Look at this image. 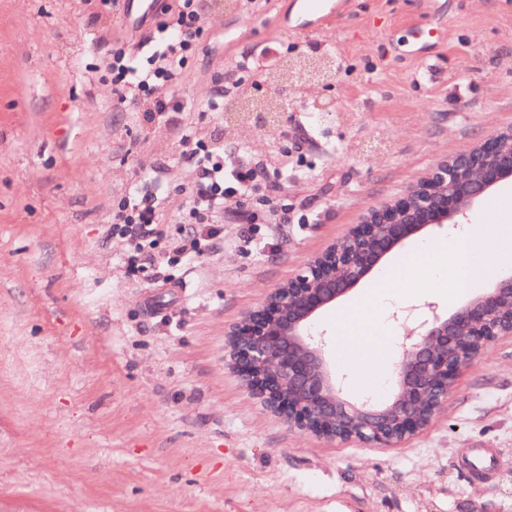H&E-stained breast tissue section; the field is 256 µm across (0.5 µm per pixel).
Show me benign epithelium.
Masks as SVG:
<instances>
[{"mask_svg":"<svg viewBox=\"0 0 512 512\" xmlns=\"http://www.w3.org/2000/svg\"><path fill=\"white\" fill-rule=\"evenodd\" d=\"M313 87L334 72L313 59ZM512 130L440 163L407 194L371 210L346 237L314 256L227 333L225 361L242 385L299 432L387 448L422 432L448 404L457 378L489 344L512 335V272L500 275L452 313L405 317L384 402L345 399L314 326L367 282L389 255L467 220L485 195L512 182Z\"/></svg>","mask_w":512,"mask_h":512,"instance_id":"benign-epithelium-1","label":"benign epithelium"}]
</instances>
